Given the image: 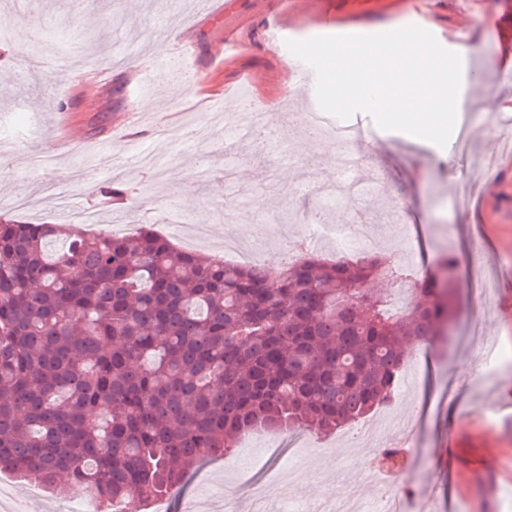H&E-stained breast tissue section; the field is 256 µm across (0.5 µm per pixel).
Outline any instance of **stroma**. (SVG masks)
I'll list each match as a JSON object with an SVG mask.
<instances>
[{"instance_id":"stroma-1","label":"stroma","mask_w":512,"mask_h":512,"mask_svg":"<svg viewBox=\"0 0 512 512\" xmlns=\"http://www.w3.org/2000/svg\"><path fill=\"white\" fill-rule=\"evenodd\" d=\"M411 22L430 33L456 37L452 50L475 62L485 95L464 108L477 128V150L495 157L484 190L466 208L456 200L467 176L447 149L398 131L379 128L371 115L355 113L367 132L358 148L364 169L384 180L388 203L406 202L415 268L433 271L438 253L460 259L454 288L457 318L477 316L488 340L512 348V157L491 132L496 101L512 97V0H224L215 16L183 0H0V221L71 225V213L88 210L99 223L124 218L187 251L216 252L224 239L260 246L266 264L292 260L293 244L306 233V176L327 174L319 146L301 142V123L283 126L284 109L305 110L306 89L288 94L293 58L286 45L271 46L267 28L287 41L320 36L372 35ZM20 54H13L12 45ZM75 85L61 95L62 85ZM178 87L180 95L165 91ZM266 112L255 130L276 162L267 182L260 159L244 155L232 191L237 204L224 209V130L196 134L211 97L223 99V116L243 94ZM160 100L161 111L146 109ZM179 127L175 137L160 126ZM56 156L37 171L30 156ZM125 162L124 196L108 195L111 160ZM40 197L37 211L18 206ZM403 223V224H404ZM493 259L489 298L474 307L462 288L474 253ZM471 353L442 344L416 350L406 361L393 404L404 431L389 428L381 413L367 417L372 435L353 425L312 436L311 450L297 454L272 432L240 437L222 458L187 477L168 512H185L201 487L220 499L251 504L250 489L269 483L279 458L296 461L294 486H275L276 504L295 498L315 512L325 498L358 481L368 495L401 494L412 486L418 512H512V386L475 374ZM414 431L426 454L399 477L375 479L371 456L402 444ZM11 512H71L85 493L35 492L31 482L0 475Z\"/></svg>"}]
</instances>
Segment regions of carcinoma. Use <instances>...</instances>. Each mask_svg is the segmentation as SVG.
I'll return each instance as SVG.
<instances>
[{
  "instance_id": "cac0c4a2",
  "label": "carcinoma",
  "mask_w": 512,
  "mask_h": 512,
  "mask_svg": "<svg viewBox=\"0 0 512 512\" xmlns=\"http://www.w3.org/2000/svg\"><path fill=\"white\" fill-rule=\"evenodd\" d=\"M456 268L446 251L431 276L379 255L245 267L146 228L1 223L0 471L132 512L246 432H335L451 334ZM371 279L418 287L393 311Z\"/></svg>"
}]
</instances>
